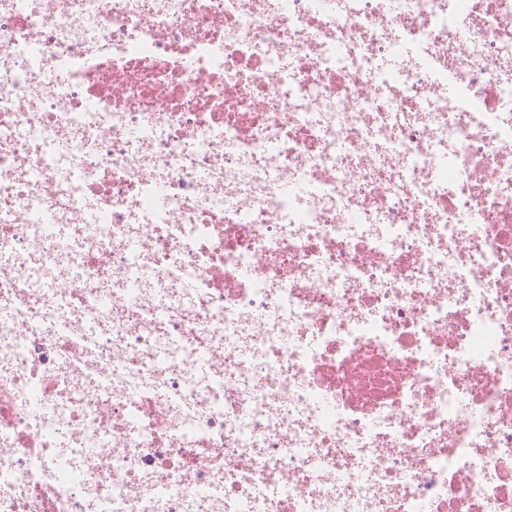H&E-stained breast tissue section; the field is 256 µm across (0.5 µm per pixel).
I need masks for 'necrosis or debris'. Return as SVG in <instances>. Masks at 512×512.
Masks as SVG:
<instances>
[{
  "mask_svg": "<svg viewBox=\"0 0 512 512\" xmlns=\"http://www.w3.org/2000/svg\"><path fill=\"white\" fill-rule=\"evenodd\" d=\"M0 512H512V0H0Z\"/></svg>",
  "mask_w": 512,
  "mask_h": 512,
  "instance_id": "1",
  "label": "necrosis or debris"
}]
</instances>
